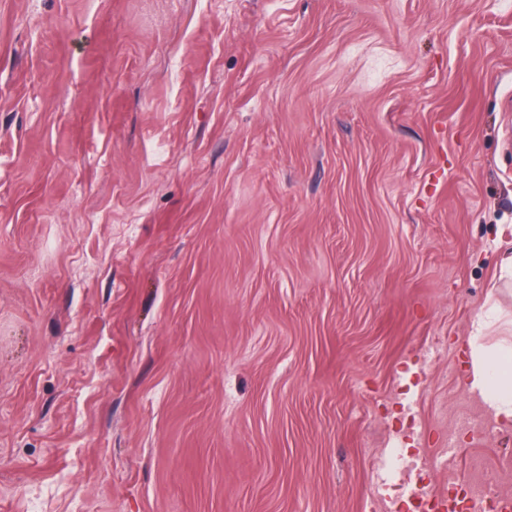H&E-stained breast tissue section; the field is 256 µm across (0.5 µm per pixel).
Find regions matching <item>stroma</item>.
<instances>
[{"label": "stroma", "mask_w": 512, "mask_h": 512, "mask_svg": "<svg viewBox=\"0 0 512 512\" xmlns=\"http://www.w3.org/2000/svg\"><path fill=\"white\" fill-rule=\"evenodd\" d=\"M511 257L512 0H0V512L512 496ZM470 369L467 390L480 397L486 410L499 423L512 422V341L487 346L480 336L467 341Z\"/></svg>", "instance_id": "1"}]
</instances>
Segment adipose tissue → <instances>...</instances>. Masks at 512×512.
I'll list each match as a JSON object with an SVG mask.
<instances>
[{"label": "adipose tissue", "instance_id": "ef3b65f1", "mask_svg": "<svg viewBox=\"0 0 512 512\" xmlns=\"http://www.w3.org/2000/svg\"><path fill=\"white\" fill-rule=\"evenodd\" d=\"M490 325L489 316H479L474 323L476 334L467 341L470 369L466 387L480 397L497 422L507 424L512 422V341L485 345L479 333Z\"/></svg>", "mask_w": 512, "mask_h": 512}]
</instances>
